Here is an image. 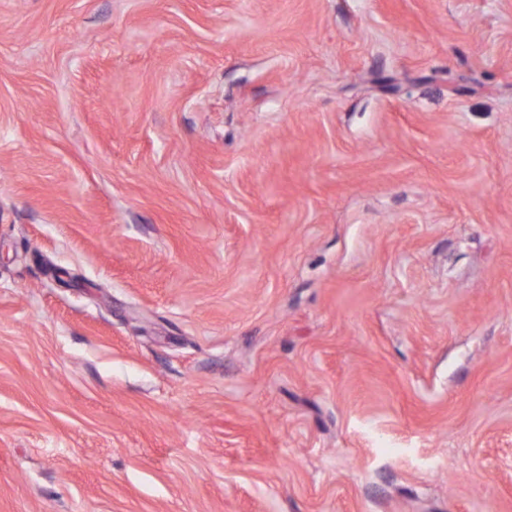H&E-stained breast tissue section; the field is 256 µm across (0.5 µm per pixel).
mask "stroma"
Returning a JSON list of instances; mask_svg holds the SVG:
<instances>
[{
	"label": "stroma",
	"mask_w": 512,
	"mask_h": 512,
	"mask_svg": "<svg viewBox=\"0 0 512 512\" xmlns=\"http://www.w3.org/2000/svg\"><path fill=\"white\" fill-rule=\"evenodd\" d=\"M0 512H512V0H0Z\"/></svg>",
	"instance_id": "stroma-1"
}]
</instances>
